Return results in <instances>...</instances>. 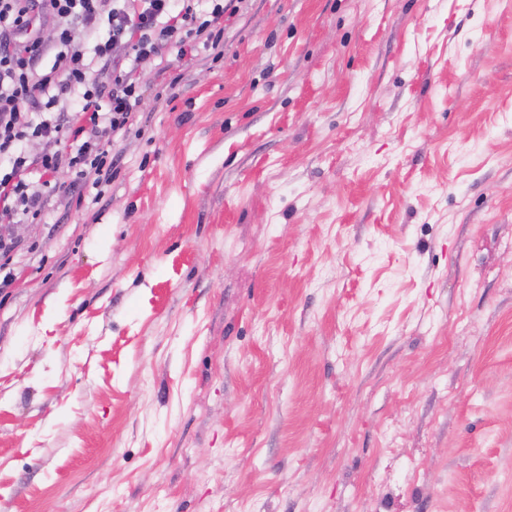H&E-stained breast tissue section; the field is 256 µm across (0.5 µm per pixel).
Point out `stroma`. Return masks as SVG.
Segmentation results:
<instances>
[{
	"mask_svg": "<svg viewBox=\"0 0 512 512\" xmlns=\"http://www.w3.org/2000/svg\"><path fill=\"white\" fill-rule=\"evenodd\" d=\"M112 181L0 226V512H512V0H229Z\"/></svg>",
	"mask_w": 512,
	"mask_h": 512,
	"instance_id": "1",
	"label": "stroma"
}]
</instances>
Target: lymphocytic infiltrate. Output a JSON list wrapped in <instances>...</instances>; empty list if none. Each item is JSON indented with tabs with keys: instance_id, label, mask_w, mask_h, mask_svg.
I'll list each match as a JSON object with an SVG mask.
<instances>
[{
	"instance_id": "lymphocytic-infiltrate-1",
	"label": "lymphocytic infiltrate",
	"mask_w": 512,
	"mask_h": 512,
	"mask_svg": "<svg viewBox=\"0 0 512 512\" xmlns=\"http://www.w3.org/2000/svg\"><path fill=\"white\" fill-rule=\"evenodd\" d=\"M200 0H0V221L18 224L47 203L43 177L62 168L77 178L109 181L106 158L114 136L130 124L140 96L133 70L118 45L135 59L173 47L178 57L197 45L220 49L225 6L211 0L201 15ZM108 36L98 39L100 22ZM50 25L51 41L37 25ZM53 55L51 68L39 65ZM111 61L112 82L100 83L90 57ZM35 140L37 155L24 145Z\"/></svg>"
}]
</instances>
